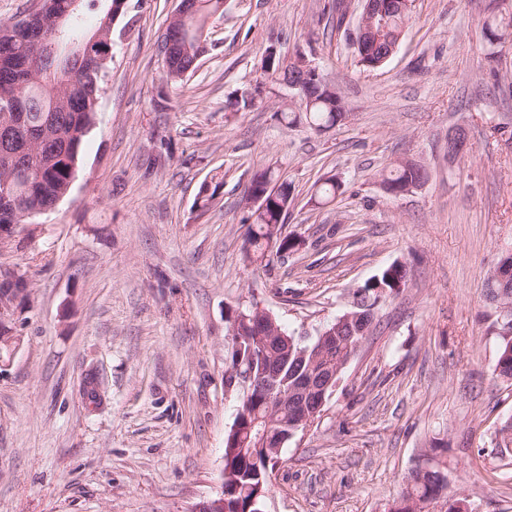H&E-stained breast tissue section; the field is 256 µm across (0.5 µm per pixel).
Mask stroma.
I'll return each instance as SVG.
<instances>
[{"label":"stroma","mask_w":512,"mask_h":512,"mask_svg":"<svg viewBox=\"0 0 512 512\" xmlns=\"http://www.w3.org/2000/svg\"><path fill=\"white\" fill-rule=\"evenodd\" d=\"M179 0H127L112 63L69 194L36 240L0 253L32 304L0 359V512H193L214 498L242 389L225 387L228 320L252 303L315 338L391 263L409 281L306 433L281 450L266 512H387L424 461L448 474L447 512H512V384L495 373L498 311L487 276L512 246V49L490 54L487 16L512 0H412L396 53L361 66L362 0H224L208 51L162 83L161 41ZM313 61L348 117L319 134L276 117L289 91L229 102L261 78L269 46ZM166 88L169 109L154 101ZM463 129L466 153L448 155ZM174 155L150 165L160 138ZM428 180L401 195L396 160ZM290 184L281 232L297 242L263 266L247 255L255 173ZM223 184L209 209L200 186ZM341 184L328 204L317 191ZM384 181L391 185H405L409 182L425 181L428 177L427 171L421 165L408 167H392L388 173L382 175Z\"/></svg>","instance_id":"1"}]
</instances>
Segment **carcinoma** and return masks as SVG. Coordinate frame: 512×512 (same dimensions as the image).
<instances>
[{"instance_id": "1", "label": "carcinoma", "mask_w": 512, "mask_h": 512, "mask_svg": "<svg viewBox=\"0 0 512 512\" xmlns=\"http://www.w3.org/2000/svg\"><path fill=\"white\" fill-rule=\"evenodd\" d=\"M71 2L43 0V13L23 30L13 23H0V108L10 105L25 113L23 125L0 133V177L15 182V203L20 209L52 207L70 183L78 168L81 144L93 124L103 92L104 79L95 72L72 80L47 62L34 68L29 61L31 48L43 38L52 19L67 10L70 14L66 35L71 41L80 42L89 35L82 25V16L88 12L97 13V27L103 26L107 9L99 11L96 5L104 0H80L73 9ZM220 7V0H197L195 16L188 23L189 49L176 47L170 69L163 71L166 82L183 80L181 74L197 55L192 43L197 30L205 28L211 17L222 13ZM410 19L408 12L390 13L387 36L393 38L401 33ZM483 31L492 45L502 48L512 44V21L507 23L502 18L490 17L485 20ZM309 92L311 104L298 111L289 107L279 111L280 120L288 126L306 124L318 132L343 122L342 108L326 85L312 81ZM427 177L426 169L419 164L395 166L383 174L384 181L399 186L424 181ZM222 184L223 178L219 177L212 188L200 186L196 205L209 208ZM251 191L264 194L267 202L263 215L250 223L248 241L253 258L258 261L273 256L287 257L296 243L273 236L270 227L283 221L279 201L289 194L288 184L273 183L271 174L263 171L253 178ZM407 282V269L398 261L365 282L355 291L356 307L351 309L353 313L362 314L361 319L343 323L341 317H336L334 324L339 326L336 343L323 347L316 339L307 342L287 333L264 341L256 337L252 325L240 324L236 332L239 346L231 351L225 383L231 384L238 364L253 363L252 356L261 345L278 355V383L284 386L301 376L322 372L326 367H337L357 353L359 342L370 333L378 302L398 293ZM485 295L497 306H512V292L500 283L486 280ZM496 365L500 367L497 376L512 382V343L505 339L499 345ZM236 420L240 421V429L227 434L224 443V472L228 473V479L224 480V512H255L270 490L271 473L280 459L273 449L279 443L278 430L284 429V423L288 422V412L277 408L265 394L255 392L248 400L241 401ZM446 488L445 471L434 466L422 476L410 477L389 512H410L408 502L411 499L433 500Z\"/></svg>"}]
</instances>
